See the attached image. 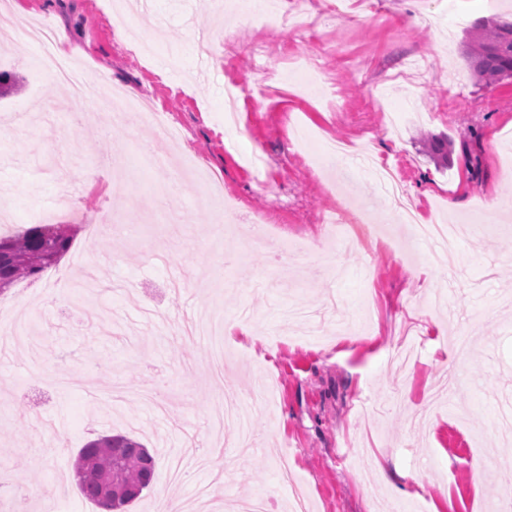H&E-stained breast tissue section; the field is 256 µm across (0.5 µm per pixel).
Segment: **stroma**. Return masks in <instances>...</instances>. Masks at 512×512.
Returning a JSON list of instances; mask_svg holds the SVG:
<instances>
[{"mask_svg":"<svg viewBox=\"0 0 512 512\" xmlns=\"http://www.w3.org/2000/svg\"><path fill=\"white\" fill-rule=\"evenodd\" d=\"M302 5L311 26L257 34L216 0H147L131 13L151 35L150 61L117 52L110 0H8L0 7V197L13 230L40 215L76 233L59 265L0 296V327L25 321L40 344L0 354V473L44 494L32 512H101L74 480V458L100 434L140 439L156 457L152 485L130 512H156L169 491L197 502L216 474L224 481L200 512L258 494L270 512H288L278 475L287 461L314 512H488L512 470V225L487 206L512 210V80L476 84L460 53L464 25L483 15L471 0H282ZM48 17L65 27L63 49L91 78L151 98L159 118L176 120L191 152L236 200L238 226L279 203L280 223L255 245L240 230L211 235L219 216L199 187L150 168L141 149L151 125L85 120L70 87L40 73L22 30ZM252 94L225 118L224 86ZM448 138L436 164L427 135ZM351 145L337 169L315 159L324 139ZM268 161L266 190L244 165ZM401 162L409 196L428 217L483 226L454 252L414 242L409 227L363 245L356 231L328 235L317 215L333 201L365 203L388 223L382 185L368 157ZM456 208H449V201ZM168 241L173 257L158 260ZM431 258L430 282L414 277ZM344 265L324 276L326 256ZM105 277L90 299L69 290L47 298L57 278ZM208 306L249 309L252 336H237L223 379L207 369L208 348L176 339L169 321ZM226 395L250 406L260 445L240 452L234 429L213 448L205 419ZM205 465L169 482L181 449ZM365 454L367 468L344 456ZM423 471L424 492L394 496L398 475Z\"/></svg>","mask_w":512,"mask_h":512,"instance_id":"obj_1","label":"stroma"}]
</instances>
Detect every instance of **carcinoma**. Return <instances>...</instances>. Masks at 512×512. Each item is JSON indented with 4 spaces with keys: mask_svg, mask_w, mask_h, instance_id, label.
<instances>
[{
    "mask_svg": "<svg viewBox=\"0 0 512 512\" xmlns=\"http://www.w3.org/2000/svg\"><path fill=\"white\" fill-rule=\"evenodd\" d=\"M471 74L485 87L512 78V19L477 20L463 43ZM71 230L37 224L20 234H0V295L19 279H35L69 251ZM74 469L81 493L105 512H128L155 475V458L126 435H102L79 449Z\"/></svg>",
    "mask_w": 512,
    "mask_h": 512,
    "instance_id": "cac0c4a2",
    "label": "carcinoma"
}]
</instances>
